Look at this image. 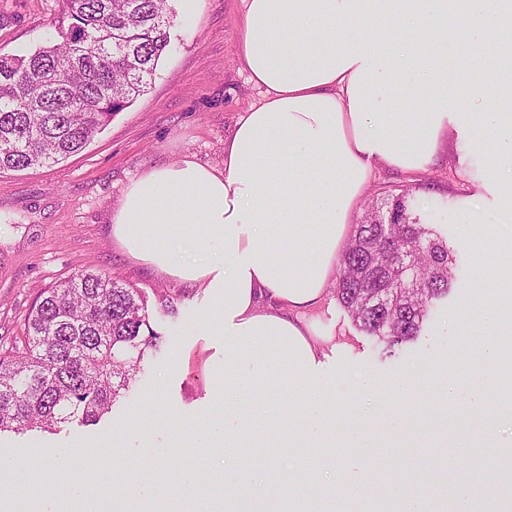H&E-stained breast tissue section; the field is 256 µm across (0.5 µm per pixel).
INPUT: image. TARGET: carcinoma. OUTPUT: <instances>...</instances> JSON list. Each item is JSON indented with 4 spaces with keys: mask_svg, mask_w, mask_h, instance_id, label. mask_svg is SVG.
I'll return each instance as SVG.
<instances>
[{
    "mask_svg": "<svg viewBox=\"0 0 512 512\" xmlns=\"http://www.w3.org/2000/svg\"><path fill=\"white\" fill-rule=\"evenodd\" d=\"M59 2L53 44L0 56V172L84 149L145 92L169 48L168 0ZM412 195L365 207L333 288L353 322L389 350L420 336L454 278V251L421 222ZM384 292L388 302L372 301ZM25 330L24 343L0 351V433L100 421L159 340L137 289L87 270L44 289Z\"/></svg>",
    "mask_w": 512,
    "mask_h": 512,
    "instance_id": "1",
    "label": "carcinoma"
}]
</instances>
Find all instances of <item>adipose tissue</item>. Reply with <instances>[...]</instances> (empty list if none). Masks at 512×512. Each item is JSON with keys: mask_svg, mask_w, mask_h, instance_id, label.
<instances>
[{"mask_svg": "<svg viewBox=\"0 0 512 512\" xmlns=\"http://www.w3.org/2000/svg\"><path fill=\"white\" fill-rule=\"evenodd\" d=\"M476 46L512 50V0H466ZM236 53L262 100L241 113L224 140L222 166L188 156L132 180L112 214V234L130 258L158 276L202 291L218 306L224 338V411L251 394L299 392L324 411L341 383L324 370L338 349L311 312L330 306L337 260L376 167L427 170L449 121L479 129L470 148H494L490 178L512 202V112L501 100L512 73L489 66L478 82L449 61L452 0H244ZM352 35L337 41V23ZM428 99L422 112L394 111L391 90ZM309 452L260 493L243 482L253 457L224 469L230 512H252L255 496L317 490L322 440L280 431ZM199 447L278 444L241 422Z\"/></svg>", "mask_w": 512, "mask_h": 512, "instance_id": "obj_1", "label": "adipose tissue"}]
</instances>
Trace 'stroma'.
I'll return each mask as SVG.
<instances>
[{
	"label": "stroma",
	"instance_id": "obj_1",
	"mask_svg": "<svg viewBox=\"0 0 512 512\" xmlns=\"http://www.w3.org/2000/svg\"><path fill=\"white\" fill-rule=\"evenodd\" d=\"M174 25L171 46L162 57L148 92L112 119L83 150L56 164L0 173V346L22 340L24 323L40 290L75 271L88 269L118 275L147 299L150 321L160 336L149 350L137 377L121 391L110 416L90 425L73 418L56 431L0 434V472L18 480H51L54 500L68 508V485L56 476V462L70 449L112 446L114 508L109 512H142L134 494L150 484L155 504L164 512H180L194 499L182 490V472L197 475L210 503L225 499L224 459L197 448L200 426L224 425L221 400L214 392L208 360L223 352V337L214 335V307L195 289L156 277L145 265L129 259L112 237V208L130 182L145 170L178 162L191 155L216 165L224 158V140L241 112L261 98L235 51L243 18V0H171ZM60 13L58 0H0V55L25 54L46 45ZM486 160L467 154L462 141L449 138L436 162L424 173L410 175L382 168L372 177L367 195L386 197L414 188V209L423 222L446 237L456 258L455 280L447 300L431 311L417 339L387 351L368 336L342 307H335L336 333L355 343L353 352L338 351L331 372L344 382L335 393L327 439L335 456L349 454L348 427L355 418L369 426L376 445L365 460L363 478L378 485L380 475L395 478L430 443L448 444L460 434H478L487 422L468 395L445 405L438 389L448 374L464 376L469 387L482 384L467 374L465 360L480 355L487 332L470 328L471 345L461 350L449 335L447 320L476 297L506 302L512 323V288H494L486 266L475 259L476 246L492 240L512 245V209L499 191L483 189ZM469 227L472 246L460 245L462 227ZM165 290L171 305L162 307L156 289ZM433 367V378L420 381L413 401H404L396 385L414 366ZM370 393H353L357 382ZM297 393L283 392L260 414L251 415L253 429L265 435L270 423L286 421L295 430L316 422L298 405ZM160 448L154 460L144 446ZM472 474L484 484L497 483L489 460L468 458L448 464L438 452L426 475L432 483L451 484Z\"/></svg>",
	"mask_w": 512,
	"mask_h": 512
}]
</instances>
